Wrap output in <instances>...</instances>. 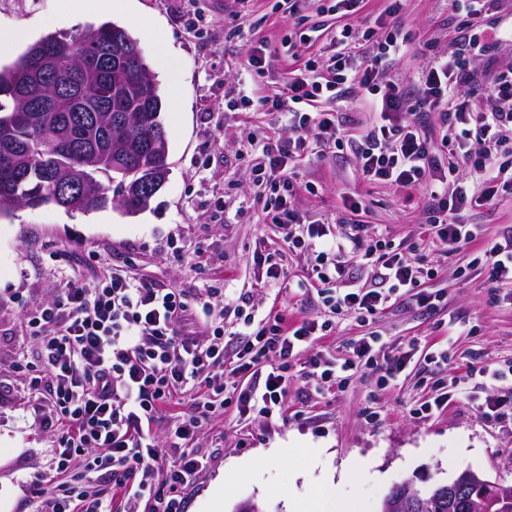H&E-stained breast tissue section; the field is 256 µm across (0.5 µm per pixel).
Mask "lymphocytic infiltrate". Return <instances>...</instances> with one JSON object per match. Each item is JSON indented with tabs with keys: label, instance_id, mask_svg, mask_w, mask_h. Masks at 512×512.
<instances>
[{
	"label": "lymphocytic infiltrate",
	"instance_id": "obj_1",
	"mask_svg": "<svg viewBox=\"0 0 512 512\" xmlns=\"http://www.w3.org/2000/svg\"><path fill=\"white\" fill-rule=\"evenodd\" d=\"M312 2L317 11L345 20L332 37L335 52L320 57L312 51L316 36L289 29L281 40L293 64L286 89L264 93L238 78L237 108L278 116L277 129L248 136L254 201L264 223L279 228L290 249L310 257L307 287L321 300V317L292 323L272 311L259 319L247 309L249 296H239V341L230 353L224 324L209 304L201 306L202 332L184 331L192 312L182 289L120 269L93 281L66 277L52 301L26 311L36 359H19L16 369L55 437L56 471L80 463L96 478L51 487L33 482L29 512H187L181 491L206 465L192 445L204 422L232 406L242 414L271 416L298 356H305L309 376L322 388L375 368L387 384L406 369L413 351L378 358L374 336L361 339L342 360L313 350L338 315L362 320L410 293L418 306L435 307L436 294L422 286L438 272L409 263L399 246L363 221L343 233L302 219L293 204L294 170L302 161L347 149L363 180L425 190L428 216L414 235L415 250L444 253L478 241L477 225L462 223L461 211L497 206L501 193L512 192V66L479 82L469 57L440 55L423 63L411 96L390 75L413 43L401 22L405 0H388L363 30L351 20L365 0ZM492 3L465 0L458 28L460 40L482 53L512 43V25L488 22ZM354 93L359 119L336 109ZM463 165L477 174L475 183L460 180ZM349 255L371 269L370 282L350 275ZM424 362L441 376L436 396L417 410L424 418L469 399L472 379L501 373L473 364L466 376L449 374L444 349L426 353ZM262 364L268 367L263 381L240 387V379ZM184 402L189 413L175 417L170 444L159 447L154 425L167 408Z\"/></svg>",
	"mask_w": 512,
	"mask_h": 512
}]
</instances>
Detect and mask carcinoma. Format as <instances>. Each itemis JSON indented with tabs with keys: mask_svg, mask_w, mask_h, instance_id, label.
Instances as JSON below:
<instances>
[{
	"mask_svg": "<svg viewBox=\"0 0 512 512\" xmlns=\"http://www.w3.org/2000/svg\"><path fill=\"white\" fill-rule=\"evenodd\" d=\"M100 44H116L121 52L112 63L99 67L92 61L74 65L83 53L94 56ZM139 42L129 31L104 22L75 34H48L20 54L10 65L0 67V124L9 126V138L0 140V157L5 152L29 150V167L8 174L0 162V177L11 179L10 188L0 193V215H8L23 203L36 208L57 205L48 194H40L42 177L58 171L88 170L95 195L74 211L88 213L119 199L123 210L135 214L150 200L133 191L144 184L155 168L147 142L155 134L152 117L161 115L163 100L156 79L146 87L128 80V73L149 70L146 59L138 58ZM42 64L56 82L49 90L50 105L40 124L26 116L23 103L13 91L23 89L36 77ZM123 111L141 114L144 122L126 131L112 128L113 114ZM430 488L421 490L428 512H461L459 503L448 497L436 498Z\"/></svg>",
	"mask_w": 512,
	"mask_h": 512,
	"instance_id": "obj_1",
	"label": "carcinoma"
}]
</instances>
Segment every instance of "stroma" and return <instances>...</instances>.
<instances>
[{
  "mask_svg": "<svg viewBox=\"0 0 512 512\" xmlns=\"http://www.w3.org/2000/svg\"><path fill=\"white\" fill-rule=\"evenodd\" d=\"M275 2L254 0L247 15L235 17L231 0H128L119 13L111 12V0H98L99 13L75 23L67 16L69 0H0V30L13 35L0 46L1 65L45 35L105 21L137 38L165 102L170 164L165 185L134 215L110 205L85 214L44 206L0 217V512H24L31 482L53 466L54 437L14 362L33 349L24 310L52 299L65 275L92 279L119 267L184 289L193 303L218 288L228 329L243 293L261 315L285 309L299 320L321 311L316 293L300 287L310 274L309 258L285 250L281 235L263 222L254 201L249 129L234 108L235 77L251 46L265 40L279 49L288 31ZM460 18L448 0H407L403 25L415 33L416 47L394 67L404 86L415 84L425 47L440 55L457 50ZM175 89L180 103L174 109ZM297 182L302 189L295 206L311 221L342 219L347 191L363 203L361 220L394 241L409 239L426 220L423 191L365 183L347 152L303 163ZM308 182L316 193L304 191ZM260 247L284 253L280 289L255 285L261 272L253 255ZM481 249L476 242L448 254L408 252L411 262L439 269L425 284L443 292L436 309L419 308L405 296L363 322L337 316L332 335L314 344L339 357L370 334L387 353L415 344L412 362L395 383L381 386L369 370L320 392L313 379L296 372L285 389L284 415H242L232 407L204 424L193 445L210 449L212 457L185 491L188 512H234L246 500L265 512H286L291 495L310 498L312 512H322L327 470H343L358 458L370 468L350 473L343 486L353 512H380L396 483L424 488L466 469L512 486V416L486 418L465 400L427 418L413 413L436 394L437 376L423 361L427 352L447 349L454 374L464 373L476 356L496 368L512 363V284L490 281ZM320 447L325 453L318 459L312 451Z\"/></svg>",
  "mask_w": 512,
  "mask_h": 512,
  "instance_id": "35a3bbf8",
  "label": "stroma"
}]
</instances>
